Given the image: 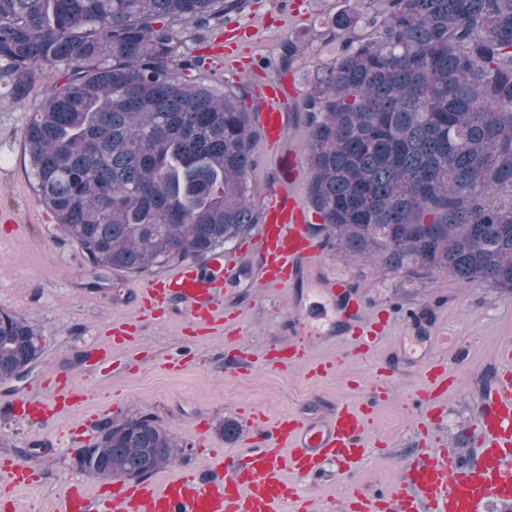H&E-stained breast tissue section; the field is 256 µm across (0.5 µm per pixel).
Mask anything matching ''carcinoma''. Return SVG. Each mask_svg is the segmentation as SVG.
I'll return each mask as SVG.
<instances>
[{"mask_svg": "<svg viewBox=\"0 0 512 512\" xmlns=\"http://www.w3.org/2000/svg\"><path fill=\"white\" fill-rule=\"evenodd\" d=\"M247 0H0L10 94L64 67L23 130L35 190L98 288L114 270L205 259L259 222L248 175L259 130L243 90L193 82L178 26ZM365 0L325 22L331 62L303 96L320 230L357 259L512 292V0ZM43 340L0 311V382ZM152 418L104 425L82 470L144 478L174 461Z\"/></svg>", "mask_w": 512, "mask_h": 512, "instance_id": "obj_1", "label": "carcinoma"}]
</instances>
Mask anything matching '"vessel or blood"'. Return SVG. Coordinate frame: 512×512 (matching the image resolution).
I'll return each instance as SVG.
<instances>
[{"mask_svg": "<svg viewBox=\"0 0 512 512\" xmlns=\"http://www.w3.org/2000/svg\"><path fill=\"white\" fill-rule=\"evenodd\" d=\"M281 94L278 83L267 84L256 115L262 136L271 143L280 139L288 121L281 109ZM282 168L279 182L267 194L256 252L258 281L266 288L304 282L320 293L326 285L317 262L320 242L292 190L295 160H283ZM209 264L222 270L221 279L184 265L147 282L141 289L143 309L160 315L177 302L184 305L191 322L222 323L219 290L236 279L239 266L220 252L211 255ZM339 316L346 318V331L359 344L384 329L380 323L363 329V314L352 302L338 314L322 311L316 322L299 320L300 333L321 335L322 325ZM134 329L131 322L114 325L109 343L88 352V365H108L113 348L129 341ZM305 357V348L299 344L265 357L264 362L281 369ZM425 378V416L430 419L453 378L438 364L428 365ZM75 403V395L59 390L40 399L18 400L10 410L18 416L49 418L67 413ZM366 427V413L345 402L326 418L285 417L255 429L251 447L213 454L206 475L183 473L160 483H119L111 493L94 497L73 488L67 496V512H283L288 505L294 512H308L309 502L298 493L295 479L320 474L329 462L336 463L341 474L357 473L368 449ZM480 428L484 450L477 465L460 468L452 461L451 449H429L402 467L398 491L373 498L357 495L351 503L353 512H479L487 500L511 501L512 467L505 463L512 455L511 374H504L490 392L481 410Z\"/></svg>", "mask_w": 512, "mask_h": 512, "instance_id": "vessel-or-blood-1", "label": "vessel or blood"}]
</instances>
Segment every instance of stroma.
<instances>
[{"label": "stroma", "instance_id": "35a3bbf8", "mask_svg": "<svg viewBox=\"0 0 512 512\" xmlns=\"http://www.w3.org/2000/svg\"><path fill=\"white\" fill-rule=\"evenodd\" d=\"M347 7V0H248L223 23L184 33L188 47L205 60L199 73L204 83L244 84L254 112L268 82H278L285 95L288 121L279 145L262 138L254 144L248 182L256 211H263L266 194L278 181L281 158L293 153L301 157L298 196L302 203L310 201L311 169L303 159L305 77L330 58L319 39L321 22ZM289 40L302 50L285 65L282 45ZM60 75L57 68L36 70L21 102L6 94L7 78L0 76V211L19 218L15 227L0 223V310L21 316L44 338L43 358L33 371L0 384V406L46 396L59 381L79 400L50 421L0 414V458L22 459L41 475L29 489L0 485V512H62L70 488L94 495L108 487V480L81 471L76 456L95 441L100 426L126 415L150 416L179 440L175 461L153 475L163 481L187 469L205 472L212 451L241 447L250 427L304 412L325 416L343 400L367 406L372 445L362 469L340 476L330 465L319 476L298 480L300 493L318 504L343 505L359 492H393L402 466L428 448L453 449L459 467L479 462V403L502 371L501 351L512 347V293L445 272L409 277L376 261L350 259L324 238L323 272L358 301L366 319H386V330L360 354L332 331L308 340L304 361L271 369L264 354L295 341V321L312 296L303 284L256 287L255 260H248L222 293L224 316L235 326L230 336L189 323L180 307L161 317L141 313V286L172 273V266L150 274L116 271L103 287L88 288L78 246L34 189L23 138L33 106ZM126 319L137 329L113 351L111 369H87V347L108 343L113 322ZM238 350L248 354L247 363L233 360ZM166 359L181 361V369H163ZM431 360L446 366L456 385L437 419L424 423L420 394ZM319 363L329 364L328 374L312 375ZM227 419L238 425L229 437L217 431Z\"/></svg>", "mask_w": 512, "mask_h": 512}]
</instances>
